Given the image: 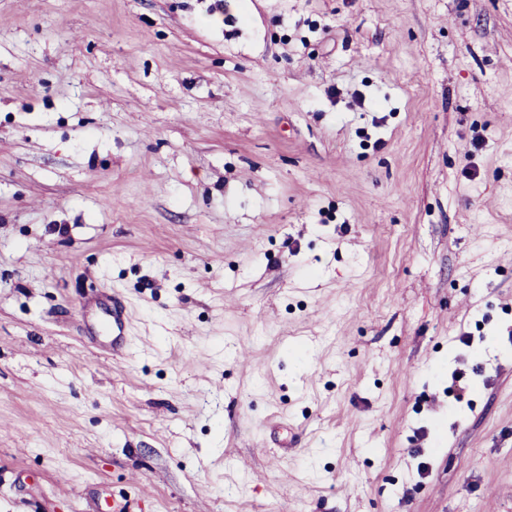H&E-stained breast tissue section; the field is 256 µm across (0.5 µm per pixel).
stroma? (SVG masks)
Returning <instances> with one entry per match:
<instances>
[{
    "mask_svg": "<svg viewBox=\"0 0 512 512\" xmlns=\"http://www.w3.org/2000/svg\"><path fill=\"white\" fill-rule=\"evenodd\" d=\"M116 503L512 512V0H0V512Z\"/></svg>",
    "mask_w": 512,
    "mask_h": 512,
    "instance_id": "1",
    "label": "stroma"
}]
</instances>
